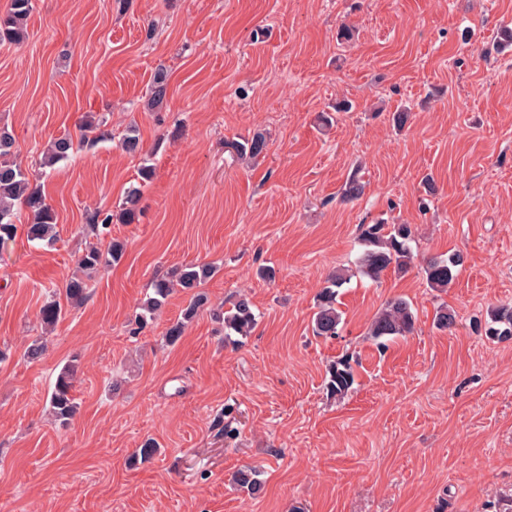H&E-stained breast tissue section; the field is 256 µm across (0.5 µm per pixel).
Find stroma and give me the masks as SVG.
Returning a JSON list of instances; mask_svg holds the SVG:
<instances>
[{"label": "stroma", "mask_w": 512, "mask_h": 512, "mask_svg": "<svg viewBox=\"0 0 512 512\" xmlns=\"http://www.w3.org/2000/svg\"><path fill=\"white\" fill-rule=\"evenodd\" d=\"M505 25L512 0H33L28 39L0 40V127L44 186L56 240L28 239L21 208L0 246V512H512V336L483 329L512 304ZM160 70L167 99L152 112ZM100 118L109 137L88 144L84 123ZM132 126L137 155L119 146ZM257 131L267 152L243 162L234 145ZM65 136L73 153L41 168ZM352 175L364 192L346 201ZM136 186L138 223L87 227ZM376 223L411 225L412 267L352 278L338 336L313 335L326 278ZM113 239L119 264L83 274L85 298L67 300L81 255ZM455 253L453 283L430 288L425 262ZM190 263L219 268L208 309L166 345L189 301L178 289L129 335L152 280ZM241 293L257 325L228 338L210 311ZM396 298L414 330L378 346L367 327ZM53 300L63 317L48 332ZM442 307L451 329L435 325ZM40 336L44 355L27 360ZM344 357L355 382L334 396L328 368ZM71 361L78 412L61 427L49 398ZM150 438L156 454L136 459ZM247 469L253 496L232 481Z\"/></svg>", "instance_id": "1"}]
</instances>
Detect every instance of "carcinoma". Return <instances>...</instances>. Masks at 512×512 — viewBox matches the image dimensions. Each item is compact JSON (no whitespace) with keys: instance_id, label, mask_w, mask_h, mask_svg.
Returning a JSON list of instances; mask_svg holds the SVG:
<instances>
[{"instance_id":"1","label":"carcinoma","mask_w":512,"mask_h":512,"mask_svg":"<svg viewBox=\"0 0 512 512\" xmlns=\"http://www.w3.org/2000/svg\"><path fill=\"white\" fill-rule=\"evenodd\" d=\"M32 10V0H10L5 15L0 16V38L21 42L27 37V19ZM167 96V77L164 73L155 74L147 101L151 111L162 107ZM15 139L10 132L0 129V245L7 243L14 236V207L24 206L32 216L28 224L27 235L32 240L54 242L52 234L55 215L46 203L39 186L30 182L23 168L13 159ZM121 148L128 154L136 155L142 151V143L135 128H130L121 142ZM268 148L267 136L255 132L249 138L235 143L237 154L242 158L255 159L265 154ZM73 149V141L68 137L53 140L43 155L41 165L51 167L67 157ZM140 190L131 188L127 191L125 201L118 215L123 224L139 221L142 210L139 206ZM359 236L364 249L356 258V269L376 281L390 268L406 270L411 266L413 253L410 246L412 229L408 224H363ZM126 251V243L113 239L106 251L97 248L87 251L80 259L85 270H96L101 266L119 262ZM460 259L434 260L423 268L429 287L443 289L448 287L456 276V267ZM216 267L211 264H189L175 268L166 276L156 279L153 284V296L142 305L141 313L130 323L129 334L137 336L146 327L148 321L157 313L178 287L191 293L188 305L181 316L170 323L165 332L166 343L173 345L183 336L186 327L208 304L206 294L198 288L214 276ZM348 276L337 270L325 281V286L318 296L317 311L312 320V332L316 336H334L341 322V312L336 307L338 289L347 283ZM60 304L51 302L41 309V322L46 327L54 326L62 316ZM215 319L224 324L226 336H248L257 324L249 298L240 295L228 311H213ZM414 315L409 303L397 298L377 313L368 326L367 335L375 341L405 336L413 330ZM75 366L66 367L58 376L50 404L54 421L64 425L76 414L77 405L72 395ZM354 383V373L349 359H340L329 370L327 389L335 395H343ZM234 483L249 493L260 488L256 474L251 470H241L234 477Z\"/></svg>"}]
</instances>
